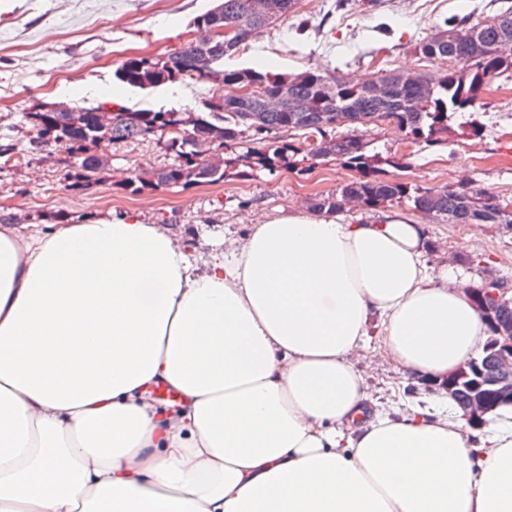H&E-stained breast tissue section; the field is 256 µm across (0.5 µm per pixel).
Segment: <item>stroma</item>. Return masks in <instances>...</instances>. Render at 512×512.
I'll return each mask as SVG.
<instances>
[{"instance_id":"obj_1","label":"stroma","mask_w":512,"mask_h":512,"mask_svg":"<svg viewBox=\"0 0 512 512\" xmlns=\"http://www.w3.org/2000/svg\"><path fill=\"white\" fill-rule=\"evenodd\" d=\"M214 0H0V145H13L0 159V219L27 227L69 223L124 212L158 224L198 250L245 233L288 214H310L309 202L353 180L354 170L336 159L316 166L259 169L224 182L188 188L135 192L126 181L171 165L173 156L159 138L118 143L110 166L97 174L89 190L73 191L63 179L67 153L55 147L33 148L36 132L24 113L64 105L114 111L195 109L222 90L188 80L140 90L117 81L115 70L132 56L172 52L204 37L195 16ZM503 0H299L294 17L247 41L225 68L299 74L313 68L337 69L361 81L390 71H452V62H433L415 51L445 18L477 23L492 18ZM286 40H278L279 31ZM481 135H473V125ZM371 152L409 156L407 168L386 167L387 178L431 188L465 184L487 189L512 202V83L497 82L474 108L448 124L444 144L416 145L393 127L364 130ZM388 210L423 224L431 239L430 260L447 267L459 285L475 284L484 271H495L512 288V224H445L425 219L410 202L397 200ZM354 367L373 396L397 394L408 399L432 395L427 381L403 376L380 354L357 358Z\"/></svg>"}]
</instances>
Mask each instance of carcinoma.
I'll return each instance as SVG.
<instances>
[{
    "label": "carcinoma",
    "mask_w": 512,
    "mask_h": 512,
    "mask_svg": "<svg viewBox=\"0 0 512 512\" xmlns=\"http://www.w3.org/2000/svg\"><path fill=\"white\" fill-rule=\"evenodd\" d=\"M283 2L285 11L267 19L253 16L250 0H223L196 16L194 23L207 29L216 23L240 27L238 42L212 48L204 71L191 68L189 61L206 42L189 41L165 56L128 58L114 73L119 82L140 89L190 79L231 86L237 93L207 100L198 110L120 109L112 113L109 123L99 122V107L42 108L24 115L36 130L32 143L67 151L73 161L64 180L79 190L91 185L93 177L109 166L107 149L112 144L159 137L177 162L152 172L147 179H129L127 186L138 191L222 183L224 163L207 161L204 154L243 143L249 147L237 156L242 166L252 171L287 167L301 148L282 140L279 133L301 132L315 138L307 150L311 160L334 157L358 173L336 192L313 198L310 207L314 211L336 213L352 201L373 207L406 197L414 210L430 212L441 223L452 219L456 224H512V207L500 205V199L485 189L448 185L412 193L408 184L383 177L380 165L401 166L403 159L383 160L370 153L362 135L364 128L390 124L414 141L440 142L448 131L450 115L475 106L481 92L503 75H512V53H499L503 38L512 37V6L479 23L446 18L415 50L432 61L464 58L467 69L416 72L410 83L398 81L395 71L355 82L325 70L291 76L224 68V61L235 57L249 38L293 14L298 0ZM281 90L288 99L300 102L302 110L290 112L288 105L276 100ZM339 127L347 132L335 134Z\"/></svg>",
    "instance_id": "cac0c4a2"
}]
</instances>
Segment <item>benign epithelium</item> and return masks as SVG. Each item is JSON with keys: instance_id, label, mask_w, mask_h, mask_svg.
Listing matches in <instances>:
<instances>
[{"instance_id": "benign-epithelium-1", "label": "benign epithelium", "mask_w": 512, "mask_h": 512, "mask_svg": "<svg viewBox=\"0 0 512 512\" xmlns=\"http://www.w3.org/2000/svg\"><path fill=\"white\" fill-rule=\"evenodd\" d=\"M278 0H253L251 9L259 17L272 16L278 12ZM499 278L493 272L484 274V286L481 289L470 288L468 292L475 300L483 320L487 321L490 340L488 350L495 364V377L490 385L482 381V372L478 361L468 360L462 363L448 380L438 387L448 393L455 383L462 379H471V394L466 402L459 405L462 417L473 427L485 423V415L504 404H512V319H489L491 305L508 304L496 290Z\"/></svg>"}]
</instances>
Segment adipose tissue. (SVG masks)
I'll return each instance as SVG.
<instances>
[{"mask_svg": "<svg viewBox=\"0 0 512 512\" xmlns=\"http://www.w3.org/2000/svg\"><path fill=\"white\" fill-rule=\"evenodd\" d=\"M429 251L395 212L208 252L129 213L1 224L0 512H512V405L398 414L350 362L439 382L479 353Z\"/></svg>", "mask_w": 512, "mask_h": 512, "instance_id": "1", "label": "adipose tissue"}]
</instances>
